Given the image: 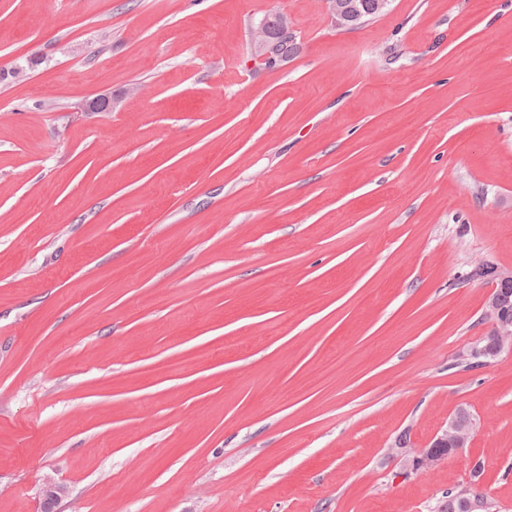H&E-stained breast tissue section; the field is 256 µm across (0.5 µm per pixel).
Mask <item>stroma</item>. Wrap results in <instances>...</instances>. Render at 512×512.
<instances>
[{"mask_svg": "<svg viewBox=\"0 0 512 512\" xmlns=\"http://www.w3.org/2000/svg\"><path fill=\"white\" fill-rule=\"evenodd\" d=\"M486 263L512 0H0V512L48 478L61 512H433L478 460L512 512V352L460 364ZM461 406L470 446L393 481ZM379 0H344L343 4L350 18V25H355L362 19H370L381 10L378 8ZM250 40L253 49L258 57L264 60L268 65L276 66L279 63L278 52H276L275 45L268 35V28L266 24L261 21L251 28Z\"/></svg>", "mask_w": 512, "mask_h": 512, "instance_id": "1", "label": "stroma"}]
</instances>
